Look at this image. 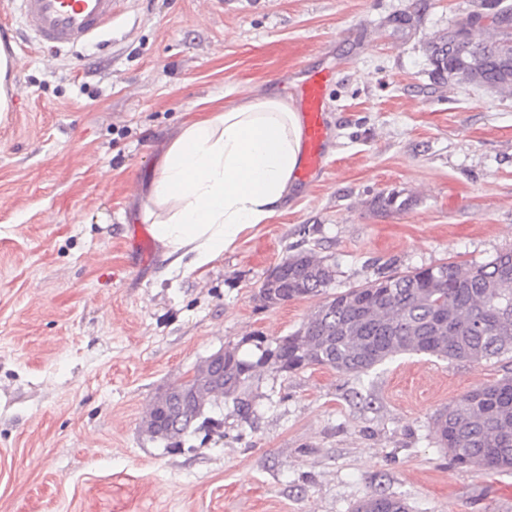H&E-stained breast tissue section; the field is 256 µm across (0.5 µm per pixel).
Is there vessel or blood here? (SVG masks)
Instances as JSON below:
<instances>
[{
  "mask_svg": "<svg viewBox=\"0 0 512 512\" xmlns=\"http://www.w3.org/2000/svg\"><path fill=\"white\" fill-rule=\"evenodd\" d=\"M24 28L43 47L62 50L83 45L112 25L119 0H16ZM295 86L302 128L303 160L297 180L306 184L326 167L329 123L325 93L333 81L326 68L305 69Z\"/></svg>",
  "mask_w": 512,
  "mask_h": 512,
  "instance_id": "b4317fda",
  "label": "vessel or blood"
}]
</instances>
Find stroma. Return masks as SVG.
Instances as JSON below:
<instances>
[{
    "mask_svg": "<svg viewBox=\"0 0 512 512\" xmlns=\"http://www.w3.org/2000/svg\"><path fill=\"white\" fill-rule=\"evenodd\" d=\"M481 0H121L85 46L15 50L0 117V512H353L383 491L410 512H512V471L459 468L434 419L512 374L404 354L357 376L261 371L241 419L182 450L143 427L211 354L297 330L320 297L265 307L295 250L331 291L512 250V96L438 84L425 43ZM415 16L394 31L392 17ZM330 68L329 164L204 275L137 258L130 229L186 113ZM139 190L130 193V182ZM394 198L391 207L384 198Z\"/></svg>",
    "mask_w": 512,
    "mask_h": 512,
    "instance_id": "35a3bbf8",
    "label": "stroma"
}]
</instances>
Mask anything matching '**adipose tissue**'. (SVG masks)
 <instances>
[{
  "label": "adipose tissue",
  "mask_w": 512,
  "mask_h": 512,
  "mask_svg": "<svg viewBox=\"0 0 512 512\" xmlns=\"http://www.w3.org/2000/svg\"><path fill=\"white\" fill-rule=\"evenodd\" d=\"M300 161L288 100L251 91L230 106L211 98L168 145L142 220L173 269L202 270L287 200Z\"/></svg>",
  "instance_id": "obj_1"
}]
</instances>
